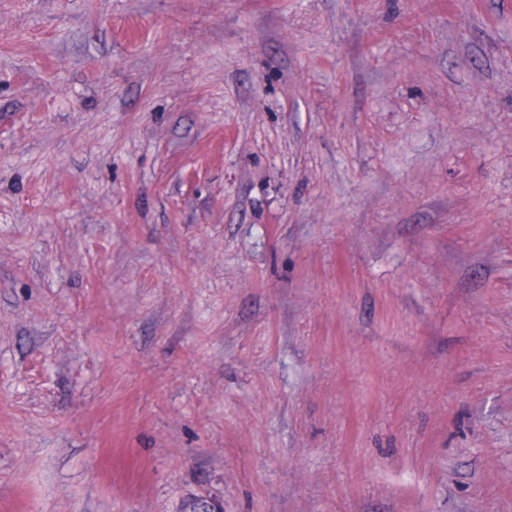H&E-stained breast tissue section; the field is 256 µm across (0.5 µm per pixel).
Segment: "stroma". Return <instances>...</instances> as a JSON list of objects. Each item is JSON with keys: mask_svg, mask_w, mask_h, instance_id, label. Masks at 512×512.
Listing matches in <instances>:
<instances>
[{"mask_svg": "<svg viewBox=\"0 0 512 512\" xmlns=\"http://www.w3.org/2000/svg\"><path fill=\"white\" fill-rule=\"evenodd\" d=\"M512 512V0H0V512Z\"/></svg>", "mask_w": 512, "mask_h": 512, "instance_id": "obj_1", "label": "stroma"}]
</instances>
